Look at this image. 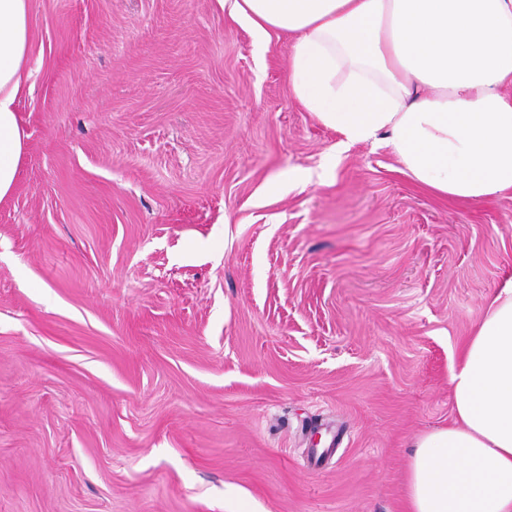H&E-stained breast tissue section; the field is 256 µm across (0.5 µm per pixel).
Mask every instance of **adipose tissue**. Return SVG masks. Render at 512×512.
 Wrapping results in <instances>:
<instances>
[{"mask_svg":"<svg viewBox=\"0 0 512 512\" xmlns=\"http://www.w3.org/2000/svg\"><path fill=\"white\" fill-rule=\"evenodd\" d=\"M30 0H0V201L27 135ZM258 44L292 36L291 88L342 145L383 142L433 192L512 190V0H224ZM455 420L419 436L409 512H512V276L450 376Z\"/></svg>","mask_w":512,"mask_h":512,"instance_id":"adipose-tissue-1","label":"adipose tissue"}]
</instances>
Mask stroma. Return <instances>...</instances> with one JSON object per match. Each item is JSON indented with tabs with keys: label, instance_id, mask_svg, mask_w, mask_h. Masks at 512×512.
I'll list each match as a JSON object with an SVG mask.
<instances>
[{
	"label": "stroma",
	"instance_id": "obj_1",
	"mask_svg": "<svg viewBox=\"0 0 512 512\" xmlns=\"http://www.w3.org/2000/svg\"><path fill=\"white\" fill-rule=\"evenodd\" d=\"M31 31L0 512H408L411 443L512 275V192L338 149L290 40L218 0H32Z\"/></svg>",
	"mask_w": 512,
	"mask_h": 512
}]
</instances>
